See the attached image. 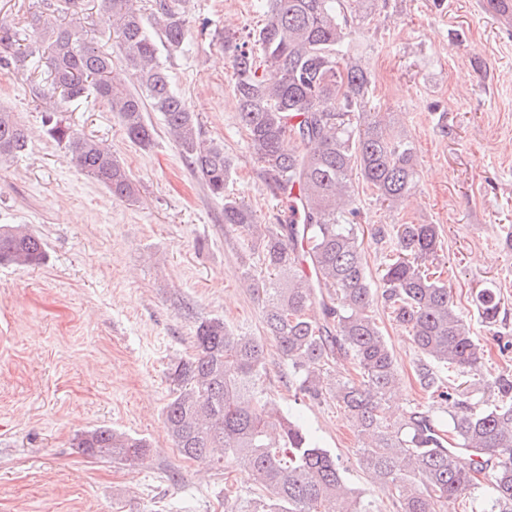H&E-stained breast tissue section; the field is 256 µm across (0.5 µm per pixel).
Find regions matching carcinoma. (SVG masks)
I'll use <instances>...</instances> for the list:
<instances>
[{
	"mask_svg": "<svg viewBox=\"0 0 512 512\" xmlns=\"http://www.w3.org/2000/svg\"><path fill=\"white\" fill-rule=\"evenodd\" d=\"M369 0H265L267 22L253 41L224 38L235 74L239 123L266 180L293 197L298 222L260 224L255 211L226 193L232 165L224 145L206 142L195 113L158 59L183 50L188 30L178 0H155L149 25L138 0H100L102 15L139 79L131 90L114 71L112 55L70 23L51 28L46 46L27 44L45 61V90L67 101L91 95L118 114L129 140L143 149L154 139L147 109L163 114L169 133L211 195L224 199V224L246 234L264 275L241 277L264 308L266 335L295 373V400H336L361 442L359 462L378 488L391 490L398 512H448L476 475L492 468L482 506L472 512H512V374L494 382V400L481 408L457 394L445 422L414 408L398 421L383 404L398 381L394 355L370 315L374 291L359 242L352 175L381 203L395 207L419 181L416 149L395 118L369 106L370 73L355 53L354 25ZM47 134L64 145L76 168L112 196L133 202L131 173L102 142L59 122ZM27 128L0 111V159L28 147ZM396 249L382 275V298L418 350L438 367L478 372L483 348L457 310L448 286L426 262L436 257L435 224H399ZM46 259L43 240L20 224H0V264L28 267ZM315 278H307L302 264ZM486 326L498 323L496 286L474 297ZM353 361L357 378L323 383L332 359ZM262 340L233 331L219 317L197 321L194 353L168 367L173 385L165 420L180 455L248 468L262 502L243 512H370L347 486L341 459L322 447L293 414L265 396ZM421 386L448 401L438 371L418 368ZM76 446L92 456L135 461L149 443L107 427L85 431ZM220 455H214L215 450ZM469 456V468L457 457Z\"/></svg>",
	"mask_w": 512,
	"mask_h": 512,
	"instance_id": "1",
	"label": "carcinoma"
}]
</instances>
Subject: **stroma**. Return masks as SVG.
Returning a JSON list of instances; mask_svg holds the SVG:
<instances>
[{"mask_svg": "<svg viewBox=\"0 0 512 512\" xmlns=\"http://www.w3.org/2000/svg\"><path fill=\"white\" fill-rule=\"evenodd\" d=\"M46 3L0 0V21L24 33L36 15L61 23ZM184 11L188 39L163 62L203 139L223 143L231 158L230 192L261 223H276L284 205L238 121L224 50L225 33L264 25L261 2L186 0ZM79 16L88 39L111 52L126 85L136 87L98 0H81ZM355 41L371 73L372 106L398 114L419 168L415 191L395 210L355 181L367 270L379 279L394 225H438L433 266L484 349L480 372L452 374L449 383L489 402L495 378L512 372V352H500L497 341L512 337V251L504 246L512 231V20L484 11L480 0H374ZM1 56L10 65L0 69V109L17 115L30 142L22 157L0 161V224L39 235L47 258L31 268L0 266V512H239L259 498L247 470L207 467L174 448L164 422L167 368L193 354L194 327L205 317L265 339L261 305L240 278L257 255L225 225L223 200L185 164L161 113H151L154 142L141 149L106 105L42 97L36 59L14 46L0 45ZM50 115L111 146L136 181L135 203L113 198L73 166L46 133ZM380 227L386 234L378 240ZM490 284L501 293L494 333L472 305ZM372 315L401 378L386 415L430 410L432 395L415 380L424 356L383 302ZM266 348L267 395L296 407L373 512H392L387 493L357 463L359 443L343 408L328 397L295 402L290 366L274 343ZM101 426L151 448L133 463L76 448L77 434Z\"/></svg>", "mask_w": 512, "mask_h": 512, "instance_id": "1", "label": "stroma"}]
</instances>
